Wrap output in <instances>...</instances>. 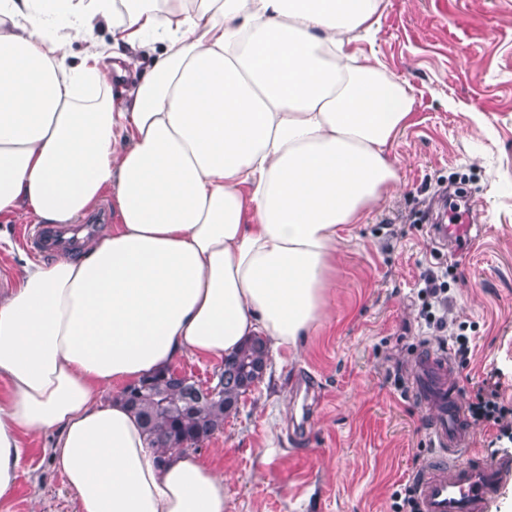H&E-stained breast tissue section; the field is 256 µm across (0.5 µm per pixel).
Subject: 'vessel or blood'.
<instances>
[{
  "label": "vessel or blood",
  "instance_id": "obj_1",
  "mask_svg": "<svg viewBox=\"0 0 512 512\" xmlns=\"http://www.w3.org/2000/svg\"><path fill=\"white\" fill-rule=\"evenodd\" d=\"M471 230L466 214L456 223L432 228L443 241L467 240ZM65 235L61 228L42 229L33 235L32 243L37 250L53 252ZM411 367L413 392L432 413L430 430L439 450L418 481L421 512H489L492 502L512 484V460H461V453L470 447L473 437L458 388L448 380L452 364L447 353L430 348L419 351Z\"/></svg>",
  "mask_w": 512,
  "mask_h": 512
}]
</instances>
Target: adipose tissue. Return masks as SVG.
Returning <instances> with one entry per match:
<instances>
[{
    "instance_id": "adipose-tissue-1",
    "label": "adipose tissue",
    "mask_w": 512,
    "mask_h": 512,
    "mask_svg": "<svg viewBox=\"0 0 512 512\" xmlns=\"http://www.w3.org/2000/svg\"><path fill=\"white\" fill-rule=\"evenodd\" d=\"M382 2L0 0V214L75 224L108 195L118 215L0 296V502L35 432L77 512H229L223 473L157 465L111 390L326 318L340 232L398 185L414 105L349 49Z\"/></svg>"
}]
</instances>
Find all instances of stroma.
Returning a JSON list of instances; mask_svg holds the SVG:
<instances>
[{
    "label": "stroma",
    "mask_w": 512,
    "mask_h": 512,
    "mask_svg": "<svg viewBox=\"0 0 512 512\" xmlns=\"http://www.w3.org/2000/svg\"><path fill=\"white\" fill-rule=\"evenodd\" d=\"M381 25L352 42L415 103L393 143L400 181L341 233L330 317L296 349L270 354L263 379L195 456L223 472L230 512H394L392 494L436 453L430 411L411 390L421 347L463 337L451 379L464 402L496 391L497 421L470 420L472 453L512 457V0H383ZM466 183L472 244L443 247L429 226ZM38 220L0 216V293L16 287ZM447 275L445 328L420 317L419 272ZM318 406L302 438L296 384ZM14 496L0 512H75L41 435L23 438Z\"/></svg>",
    "instance_id": "35a3bbf8"
}]
</instances>
